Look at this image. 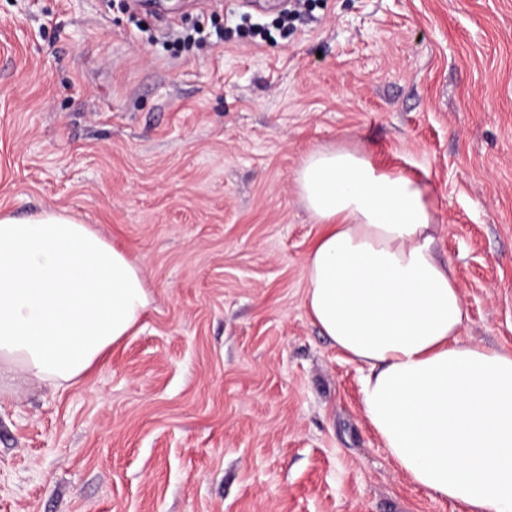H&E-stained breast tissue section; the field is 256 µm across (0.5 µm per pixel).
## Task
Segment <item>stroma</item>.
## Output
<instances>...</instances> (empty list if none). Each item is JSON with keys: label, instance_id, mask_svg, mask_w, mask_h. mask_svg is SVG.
Instances as JSON below:
<instances>
[{"label": "stroma", "instance_id": "1", "mask_svg": "<svg viewBox=\"0 0 512 512\" xmlns=\"http://www.w3.org/2000/svg\"><path fill=\"white\" fill-rule=\"evenodd\" d=\"M325 145L427 184L460 340L512 352V0H0V213L77 214L153 298L70 388L0 373V512H463L304 307Z\"/></svg>", "mask_w": 512, "mask_h": 512}]
</instances>
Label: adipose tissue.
I'll return each instance as SVG.
<instances>
[{
    "instance_id": "ef3b65f1",
    "label": "adipose tissue",
    "mask_w": 512,
    "mask_h": 512,
    "mask_svg": "<svg viewBox=\"0 0 512 512\" xmlns=\"http://www.w3.org/2000/svg\"><path fill=\"white\" fill-rule=\"evenodd\" d=\"M295 185L322 233L304 306L364 369L362 407L399 468L464 512H512V353L461 342L454 269L427 186L317 147ZM146 270L65 209L0 214V367L79 382L151 303Z\"/></svg>"
}]
</instances>
